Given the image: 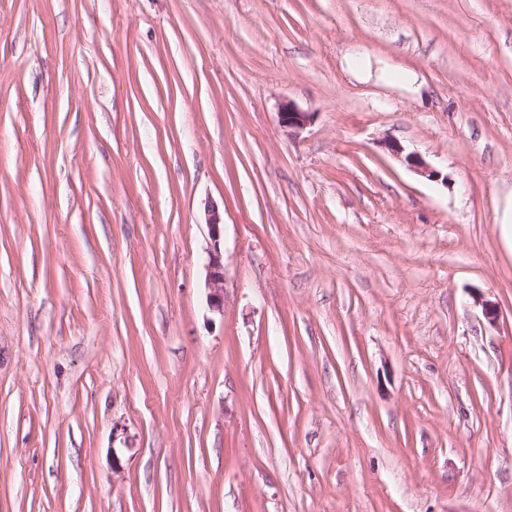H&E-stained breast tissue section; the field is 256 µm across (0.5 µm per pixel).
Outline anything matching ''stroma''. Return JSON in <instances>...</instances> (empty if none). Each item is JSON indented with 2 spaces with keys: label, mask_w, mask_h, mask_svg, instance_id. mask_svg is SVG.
Masks as SVG:
<instances>
[{
  "label": "stroma",
  "mask_w": 512,
  "mask_h": 512,
  "mask_svg": "<svg viewBox=\"0 0 512 512\" xmlns=\"http://www.w3.org/2000/svg\"><path fill=\"white\" fill-rule=\"evenodd\" d=\"M0 512H512V0H0ZM278 118L283 128L288 131H298L312 122L313 115L309 112H302L289 103H285L278 113ZM205 224L208 227L210 247L205 262L207 304L213 311H224V216L218 207L207 206Z\"/></svg>",
  "instance_id": "stroma-1"
}]
</instances>
